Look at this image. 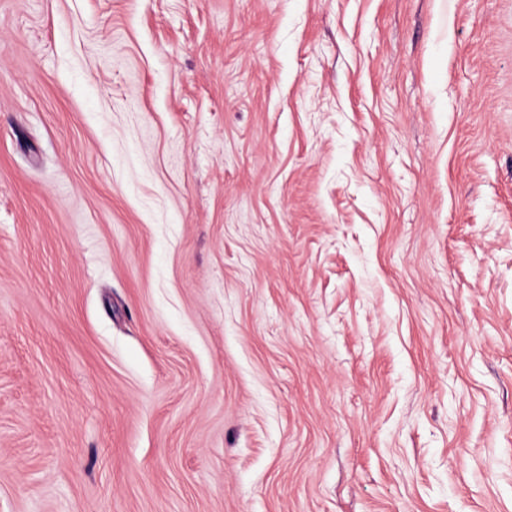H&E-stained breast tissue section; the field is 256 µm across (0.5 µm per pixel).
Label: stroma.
I'll use <instances>...</instances> for the list:
<instances>
[{
	"mask_svg": "<svg viewBox=\"0 0 512 512\" xmlns=\"http://www.w3.org/2000/svg\"><path fill=\"white\" fill-rule=\"evenodd\" d=\"M0 512H512V0H0Z\"/></svg>",
	"mask_w": 512,
	"mask_h": 512,
	"instance_id": "stroma-1",
	"label": "stroma"
}]
</instances>
